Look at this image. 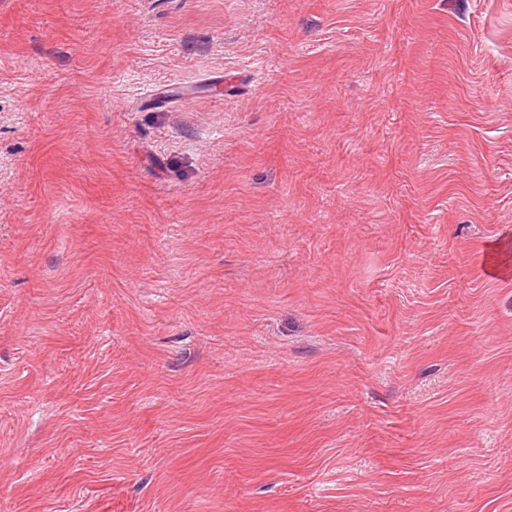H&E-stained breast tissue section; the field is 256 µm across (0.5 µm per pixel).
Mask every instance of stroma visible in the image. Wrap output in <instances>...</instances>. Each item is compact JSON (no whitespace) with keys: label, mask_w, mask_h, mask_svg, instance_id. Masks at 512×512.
<instances>
[{"label":"stroma","mask_w":512,"mask_h":512,"mask_svg":"<svg viewBox=\"0 0 512 512\" xmlns=\"http://www.w3.org/2000/svg\"><path fill=\"white\" fill-rule=\"evenodd\" d=\"M0 512H512V0H0Z\"/></svg>","instance_id":"35a3bbf8"}]
</instances>
